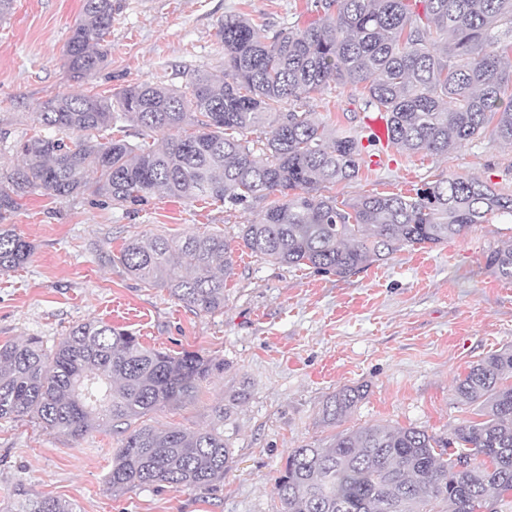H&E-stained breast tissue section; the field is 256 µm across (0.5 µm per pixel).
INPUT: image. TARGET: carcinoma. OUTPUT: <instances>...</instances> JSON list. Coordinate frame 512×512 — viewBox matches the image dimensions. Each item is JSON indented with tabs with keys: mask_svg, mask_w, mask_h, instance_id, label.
<instances>
[{
	"mask_svg": "<svg viewBox=\"0 0 512 512\" xmlns=\"http://www.w3.org/2000/svg\"><path fill=\"white\" fill-rule=\"evenodd\" d=\"M320 23L269 36L244 16H226L218 36L224 69L198 71L183 89L167 74L116 98L62 95L35 107L55 134L16 142L23 166L0 172V210L38 193H89L143 206L156 192L243 205L280 199L241 225L238 245L274 264L340 278L391 258L405 246L444 245L492 217L512 219V194L452 174L414 195L338 199L323 190L358 178L376 153L366 119L385 120L388 144L446 156L480 136L512 145V0H315ZM112 0H85L65 64L92 79L112 29ZM361 90L360 125L337 134L306 112L283 116L254 141L266 114L330 84ZM130 124L161 144L112 136ZM33 245L0 224V272L25 265ZM485 266L512 282V245L484 253ZM133 278L196 310L224 309L234 246L221 233L180 240L133 238L117 256ZM224 359L144 346L100 320L73 326L52 346L37 337L0 343V420L29 417L45 429L83 438L107 425L121 437L105 482L114 495L167 486L210 488L233 460L225 405L204 429H156L143 418L191 400L224 374ZM512 348L493 352L455 387L476 407L448 436L421 427L370 425L340 432L326 446L288 453L274 492L282 512H478L512 506ZM343 386L322 406L340 422L365 398ZM23 512H72L58 498H26Z\"/></svg>",
	"mask_w": 512,
	"mask_h": 512,
	"instance_id": "carcinoma-1",
	"label": "carcinoma"
}]
</instances>
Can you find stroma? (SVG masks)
Listing matches in <instances>:
<instances>
[{
	"mask_svg": "<svg viewBox=\"0 0 512 512\" xmlns=\"http://www.w3.org/2000/svg\"><path fill=\"white\" fill-rule=\"evenodd\" d=\"M113 3L107 61L96 78L80 80L64 50L84 0H14L12 16L0 23V135L13 142L42 133L34 107L58 95L111 96L161 70L181 87L195 71L222 70L217 27L226 16H247L272 33L318 18L313 0ZM360 106L358 90L331 86L283 109L346 131ZM383 152L381 167L361 170L334 193L406 195L457 173L512 194V146L487 137L445 157L391 146ZM268 205L263 198L234 206L156 193L133 210L89 194H39L0 214L34 246L23 268L0 273V342L38 336L50 344L95 318L149 347L223 358V377L204 384L195 399L146 416L158 429H201L225 397L249 388L226 422L234 461L223 484L209 491L112 495L104 478L119 442L110 430L76 440L25 418L0 421V512H20L23 489L66 501L73 512H281L274 483L291 449L326 445L338 432L366 425L416 426L444 436L471 417V407L456 400V378L512 346V282L495 277L484 259L489 248L512 243L511 220L491 218L432 249L404 247L343 279L275 265L243 249L215 313L187 307L112 261L133 237L235 236ZM345 385L367 386L368 394L340 423H322L326 396Z\"/></svg>",
	"mask_w": 512,
	"mask_h": 512,
	"instance_id": "35a3bbf8",
	"label": "stroma"
}]
</instances>
